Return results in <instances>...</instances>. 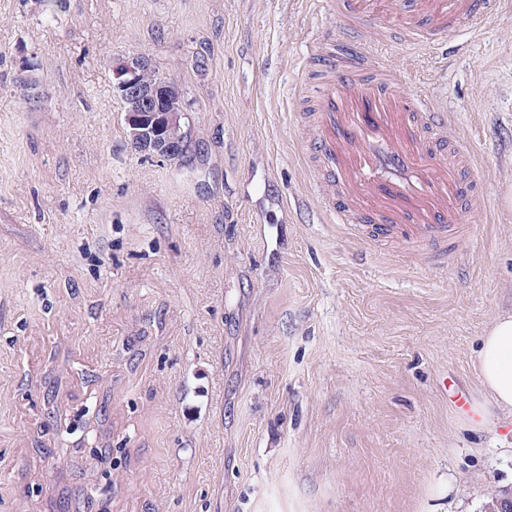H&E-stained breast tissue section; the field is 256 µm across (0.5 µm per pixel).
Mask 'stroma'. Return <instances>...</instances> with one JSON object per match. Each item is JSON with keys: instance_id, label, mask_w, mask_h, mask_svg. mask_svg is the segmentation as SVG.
I'll use <instances>...</instances> for the list:
<instances>
[{"instance_id": "35a3bbf8", "label": "stroma", "mask_w": 512, "mask_h": 512, "mask_svg": "<svg viewBox=\"0 0 512 512\" xmlns=\"http://www.w3.org/2000/svg\"><path fill=\"white\" fill-rule=\"evenodd\" d=\"M332 31L319 0H0V512H481L512 488L475 368L512 312V0L374 49L485 174L445 272L310 194L300 85ZM134 54L182 86L194 173L126 138Z\"/></svg>"}]
</instances>
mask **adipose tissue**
Here are the masks:
<instances>
[{
	"label": "adipose tissue",
	"instance_id": "ef3b65f1",
	"mask_svg": "<svg viewBox=\"0 0 512 512\" xmlns=\"http://www.w3.org/2000/svg\"><path fill=\"white\" fill-rule=\"evenodd\" d=\"M476 369L491 404L512 410V314L498 316L481 336Z\"/></svg>",
	"mask_w": 512,
	"mask_h": 512
}]
</instances>
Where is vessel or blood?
Listing matches in <instances>:
<instances>
[{"label": "vessel or blood", "mask_w": 512, "mask_h": 512, "mask_svg": "<svg viewBox=\"0 0 512 512\" xmlns=\"http://www.w3.org/2000/svg\"><path fill=\"white\" fill-rule=\"evenodd\" d=\"M326 3L340 31L315 46L305 80L322 91L300 115L314 131L301 145L319 172L312 194L356 235L447 267L471 231L462 212L484 202L471 154L449 137L447 112L352 42L370 26L380 41L430 44L480 24L496 0H398L391 17L380 0Z\"/></svg>", "instance_id": "b4317fda"}]
</instances>
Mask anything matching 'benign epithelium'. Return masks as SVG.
<instances>
[{"label": "benign epithelium", "instance_id": "1", "mask_svg": "<svg viewBox=\"0 0 512 512\" xmlns=\"http://www.w3.org/2000/svg\"><path fill=\"white\" fill-rule=\"evenodd\" d=\"M152 69L143 55L121 60L113 69L112 93L125 112L129 141L135 151L150 157H175L181 153L179 85L162 79L146 82L143 74ZM482 512H512V492L491 497Z\"/></svg>", "mask_w": 512, "mask_h": 512}]
</instances>
